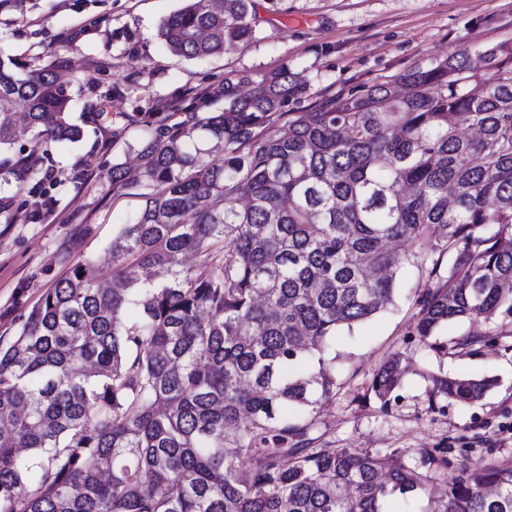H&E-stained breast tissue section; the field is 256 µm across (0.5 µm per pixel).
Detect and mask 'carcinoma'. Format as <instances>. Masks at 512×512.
<instances>
[{
	"label": "carcinoma",
	"instance_id": "carcinoma-1",
	"mask_svg": "<svg viewBox=\"0 0 512 512\" xmlns=\"http://www.w3.org/2000/svg\"><path fill=\"white\" fill-rule=\"evenodd\" d=\"M250 6L187 0L158 37L218 56L256 40ZM482 57L483 71L453 56L309 112L285 111L306 89L285 66L224 79L216 112L151 113L139 212L0 345V512H386L427 491L445 448L421 449L423 473L288 440L335 395L336 333L395 305L389 245L426 275L410 340L439 351L451 320L512 317V44ZM70 102L55 63L0 58V148L16 127L79 139ZM37 176L0 158L1 181ZM401 362L372 379L383 410ZM495 384L433 374L430 406ZM429 512H512V460L459 464Z\"/></svg>",
	"mask_w": 512,
	"mask_h": 512
}]
</instances>
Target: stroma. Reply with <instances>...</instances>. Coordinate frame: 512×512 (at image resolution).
Instances as JSON below:
<instances>
[{
	"label": "stroma",
	"instance_id": "obj_1",
	"mask_svg": "<svg viewBox=\"0 0 512 512\" xmlns=\"http://www.w3.org/2000/svg\"><path fill=\"white\" fill-rule=\"evenodd\" d=\"M259 39L206 61L173 56L157 37L163 18L183 0H0V55L31 68L58 60L70 81L71 120L82 137L50 152L32 131L17 132L8 155L35 156L42 180L14 183L10 213L0 214V338L76 262L105 256L118 227L143 204L141 187L113 189L114 163L135 155L145 113L180 121L189 110L212 112L202 92L236 74L257 76L289 66L308 84L290 111L369 87L446 57L512 44V0H254ZM85 180L74 181L77 166ZM49 206L34 211L33 200ZM402 293L395 308L340 331L328 353L336 394L307 436L317 448L397 450L409 465L422 448H444L449 466L464 460H512L498 425L512 422V318L463 319L441 328L444 353L407 336L423 284L410 261L398 263ZM486 344L457 347L466 335ZM403 353L409 370L388 409L366 396L378 367ZM495 378L476 406L448 399L431 410L430 373Z\"/></svg>",
	"mask_w": 512,
	"mask_h": 512
}]
</instances>
